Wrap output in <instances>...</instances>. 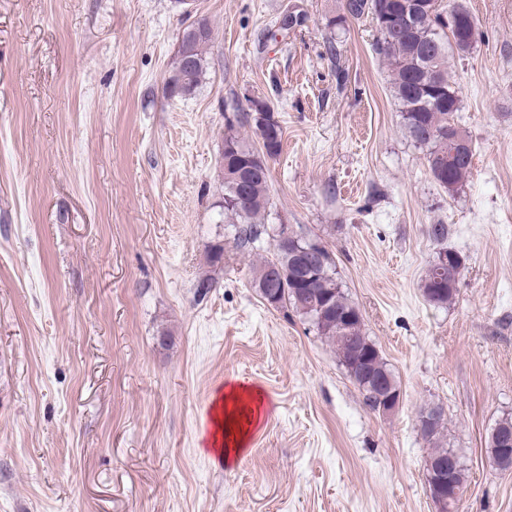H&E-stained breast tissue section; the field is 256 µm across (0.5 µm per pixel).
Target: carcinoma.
Masks as SVG:
<instances>
[{"instance_id":"carcinoma-1","label":"carcinoma","mask_w":512,"mask_h":512,"mask_svg":"<svg viewBox=\"0 0 512 512\" xmlns=\"http://www.w3.org/2000/svg\"><path fill=\"white\" fill-rule=\"evenodd\" d=\"M421 2L424 3V13L429 15L428 24L415 27L404 22ZM350 13L354 20L370 16L379 27L403 25L401 36L391 40L379 37L375 52L391 72V89L406 136L427 149V166L435 182L445 189L450 187L457 191L471 174L473 149L467 132L456 129L461 89L448 73V57L472 49V44L461 32V29L475 25L470 11L461 3L445 0H350ZM450 15L461 18L462 28H452L445 23V18ZM212 35L208 25L204 36L190 46L195 64L181 87L182 98L196 93L205 80V53ZM238 125L252 129V135L240 134L236 129ZM458 134L462 136V154L450 167L448 138ZM282 139V126L266 102L259 109L251 108L241 113L236 122L227 123L224 169L221 170L222 213L232 220V232L238 245L254 251L263 249L266 239L274 241L273 254L256 269L252 287L270 306L277 309L291 307L316 328L318 336L334 346L339 362L349 371L367 403L371 400V389L365 380L366 374L378 375L395 386L398 382L377 345L367 336L360 309L338 281L331 253L324 251L323 261L310 267H299L283 280L270 281L264 274L271 262L277 261L283 266L288 260L278 242V228L264 224L269 205V160L280 154ZM438 255L447 258L448 266L440 272L437 265L430 264L422 279V290L429 303L445 307L459 292L455 270L462 264V257L459 252L446 247ZM445 430V420L431 427H420L423 438L433 444L431 455L446 457L454 452V449L441 445ZM502 432L512 434V417L496 423L488 436L487 446L493 463L507 469L512 467V454L507 457L502 454L504 443L499 441Z\"/></svg>"}]
</instances>
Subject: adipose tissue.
I'll return each mask as SVG.
<instances>
[{
  "mask_svg": "<svg viewBox=\"0 0 512 512\" xmlns=\"http://www.w3.org/2000/svg\"><path fill=\"white\" fill-rule=\"evenodd\" d=\"M263 403V392L255 387L231 384L220 391L212 406L207 444L218 451L223 465L236 461L245 450Z\"/></svg>",
  "mask_w": 512,
  "mask_h": 512,
  "instance_id": "obj_1",
  "label": "adipose tissue"
}]
</instances>
